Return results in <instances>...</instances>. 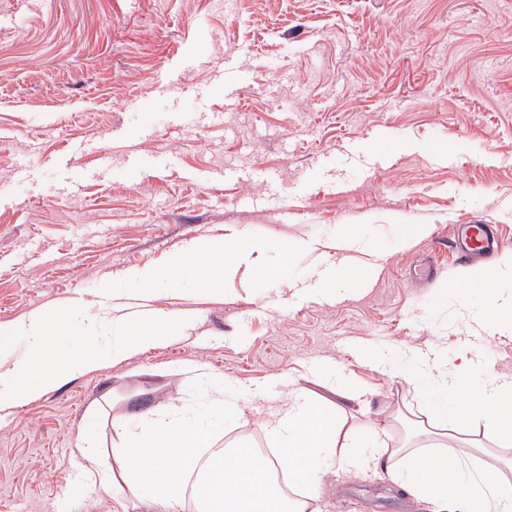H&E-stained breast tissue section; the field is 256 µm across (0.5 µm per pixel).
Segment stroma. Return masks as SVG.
<instances>
[{
  "mask_svg": "<svg viewBox=\"0 0 512 512\" xmlns=\"http://www.w3.org/2000/svg\"><path fill=\"white\" fill-rule=\"evenodd\" d=\"M512 251V0H0V325L62 302L55 353L91 372L0 415V512H139L116 416L211 413L212 449L274 447L270 413L303 390L356 436L435 385L367 362L378 347L456 356L476 300L455 225ZM427 230L400 243L401 227ZM352 290L320 275L351 226ZM233 236L259 252L188 275L172 257ZM149 266L147 284L128 273ZM150 296L181 322L113 357L82 333L90 301ZM0 352L29 350L16 330ZM93 448L98 482L78 474ZM320 512H429L384 467L313 455Z\"/></svg>",
  "mask_w": 512,
  "mask_h": 512,
  "instance_id": "stroma-1",
  "label": "stroma"
}]
</instances>
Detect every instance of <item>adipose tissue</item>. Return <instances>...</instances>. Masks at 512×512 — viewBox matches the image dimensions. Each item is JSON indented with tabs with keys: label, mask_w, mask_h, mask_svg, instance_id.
Here are the masks:
<instances>
[{
	"label": "adipose tissue",
	"mask_w": 512,
	"mask_h": 512,
	"mask_svg": "<svg viewBox=\"0 0 512 512\" xmlns=\"http://www.w3.org/2000/svg\"><path fill=\"white\" fill-rule=\"evenodd\" d=\"M455 286L462 294L483 296L484 309L491 315L490 321L481 325L487 335H512V252L501 255L497 266L462 273ZM17 330L29 337L30 355L13 365L19 385H0L1 408L17 407L100 364L98 357L80 348L56 358L58 326L50 314L36 311L17 326L1 325L0 335L10 336ZM412 359L415 379H429L436 386V399L422 412L438 440L437 449L389 443L390 424L384 419L373 423L363 443H353L343 429L342 417L293 393L271 419L269 430L280 445L276 462L303 485L301 497H275L266 481L271 463L255 453L235 449L211 464L205 481L197 484L202 512H316L320 487L308 462L314 448L325 460L346 469L386 460L392 480L415 500L429 505L431 512H512V478H488L483 470L458 458L448 444L455 424L488 422L494 427L498 446L512 447V379L471 378L470 369L485 363L476 352L464 357L454 372L445 369L432 352H415ZM142 431L143 442L114 449L113 455L133 477L146 512H181L183 479L195 471L198 451L209 442L204 418L194 414L146 420Z\"/></svg>",
	"instance_id": "adipose-tissue-1"
}]
</instances>
